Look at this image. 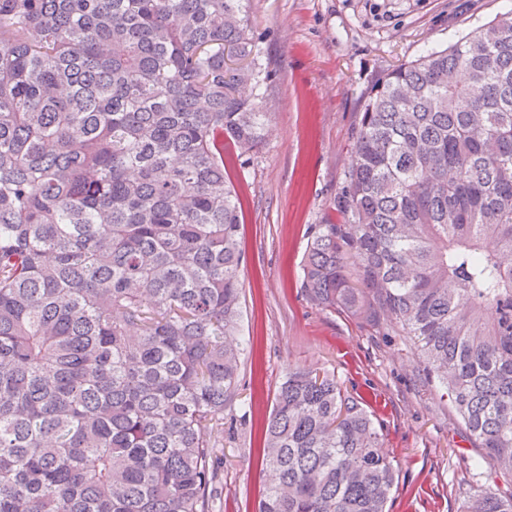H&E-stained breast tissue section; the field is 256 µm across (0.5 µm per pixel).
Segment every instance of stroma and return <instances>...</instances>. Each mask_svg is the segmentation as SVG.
<instances>
[{"label": "stroma", "instance_id": "stroma-1", "mask_svg": "<svg viewBox=\"0 0 512 512\" xmlns=\"http://www.w3.org/2000/svg\"><path fill=\"white\" fill-rule=\"evenodd\" d=\"M248 10L269 73L266 126L257 152L226 170L242 197L239 333L252 351L218 436L214 512H255L263 424L298 367L334 374L371 412L398 476L389 512H462L475 492H505L506 482L487 480L489 464L411 343L318 305L300 282L315 226L339 221L365 93L398 65L511 11L512 0H248Z\"/></svg>", "mask_w": 512, "mask_h": 512}]
</instances>
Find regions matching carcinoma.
<instances>
[{"label":"carcinoma","instance_id":"obj_1","mask_svg":"<svg viewBox=\"0 0 512 512\" xmlns=\"http://www.w3.org/2000/svg\"><path fill=\"white\" fill-rule=\"evenodd\" d=\"M247 0H0V512H212L263 139ZM301 288L412 342L512 483V10L366 96ZM256 512H386L371 413L288 371ZM464 512H512L476 493Z\"/></svg>","mask_w":512,"mask_h":512}]
</instances>
